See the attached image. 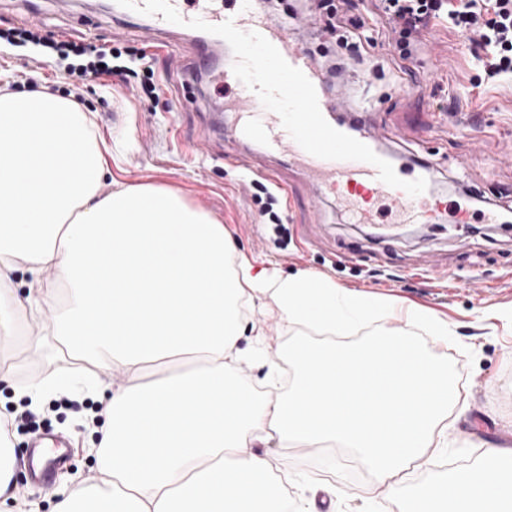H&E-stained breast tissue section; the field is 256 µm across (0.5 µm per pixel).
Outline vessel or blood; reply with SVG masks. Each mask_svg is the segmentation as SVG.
<instances>
[{
    "instance_id": "vessel-or-blood-1",
    "label": "vessel or blood",
    "mask_w": 512,
    "mask_h": 512,
    "mask_svg": "<svg viewBox=\"0 0 512 512\" xmlns=\"http://www.w3.org/2000/svg\"><path fill=\"white\" fill-rule=\"evenodd\" d=\"M235 2L230 12L224 0H123V6L148 17L157 33L202 29L237 47L221 65H213L207 47L194 62L195 69L237 88L231 108L242 123L230 138L286 153L321 191L343 199L357 223H376L379 202L408 223L434 220L432 186L422 176H407L370 137L353 135L334 121L336 106L323 93L311 55L287 29L270 26L252 0Z\"/></svg>"
}]
</instances>
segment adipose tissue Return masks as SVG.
<instances>
[{
    "label": "adipose tissue",
    "instance_id": "ef3b65f1",
    "mask_svg": "<svg viewBox=\"0 0 512 512\" xmlns=\"http://www.w3.org/2000/svg\"><path fill=\"white\" fill-rule=\"evenodd\" d=\"M81 123L54 93L0 94V334L19 309L46 315V335L81 360L103 405L90 442L102 466L52 512H308L251 451L272 437L350 448L396 491L397 512H512V460L497 450L407 490L410 469L446 447L461 394L413 338L335 343L391 304L312 273L268 280L235 257L223 225L168 189L100 194L104 156ZM20 271L36 276L23 300ZM45 271L67 285L65 306L38 281ZM258 294L326 337L292 345L283 393L256 392L230 369Z\"/></svg>",
    "mask_w": 512,
    "mask_h": 512
}]
</instances>
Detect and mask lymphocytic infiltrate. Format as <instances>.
I'll return each instance as SVG.
<instances>
[{
  "instance_id": "f902f5d3",
  "label": "lymphocytic infiltrate",
  "mask_w": 512,
  "mask_h": 512,
  "mask_svg": "<svg viewBox=\"0 0 512 512\" xmlns=\"http://www.w3.org/2000/svg\"><path fill=\"white\" fill-rule=\"evenodd\" d=\"M377 9L402 56H409L435 21L444 17L488 82L512 80V0H377ZM88 53L87 63L77 69L78 76L100 78L124 73L134 78L151 66L150 57L142 52L131 68L120 64L119 49L92 46Z\"/></svg>"
}]
</instances>
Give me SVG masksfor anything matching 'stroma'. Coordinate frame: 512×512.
I'll list each match as a JSON object with an SVG mask.
<instances>
[{
  "instance_id": "35a3bbf8",
  "label": "stroma",
  "mask_w": 512,
  "mask_h": 512,
  "mask_svg": "<svg viewBox=\"0 0 512 512\" xmlns=\"http://www.w3.org/2000/svg\"><path fill=\"white\" fill-rule=\"evenodd\" d=\"M260 10L287 27L320 66L341 64V73L327 79L332 96L367 107L379 147L398 165L429 164L439 218L352 223L336 198H317L287 156L248 141H225L216 118L233 89L174 64L159 40L146 34L143 19L108 8L104 0H0V30L36 27L126 56L146 50L154 56L153 89H133L117 76L106 84L80 78L69 69L81 57L32 58L19 47L0 49V93L46 89L76 103L90 137L106 147L101 194L128 186L173 190L223 224L237 248L271 277L315 273L339 288L447 322L444 343L420 325L387 315L356 324L347 335L362 343L378 329L408 334L446 361L466 392L465 408L448 415L447 448L419 468L416 481L473 464L485 450L512 448V84L481 82L480 69L443 21L409 59L397 61L373 0L339 7L346 21H362L361 36L371 44L369 58L359 62L331 33L317 0H266ZM405 84L406 94L400 91ZM271 167L296 202L290 207L277 199L268 215L261 197ZM248 315L264 330L266 358L279 371L294 372L288 356L294 341L320 339L312 329L281 321L270 298L255 301ZM37 333L22 313L14 335L0 342V360L17 379L39 387L74 373L76 361L53 338L28 352L26 339ZM92 405L86 399L62 407L48 398L38 406L6 403L17 421L16 482L24 512H49L62 489L92 481L98 460L85 423ZM45 434L65 440L69 460L41 486L31 479L28 455L33 440ZM253 451L278 461L289 495L303 496L311 512H390V491L376 486L361 465H348L344 448H283L273 439Z\"/></svg>"
}]
</instances>
